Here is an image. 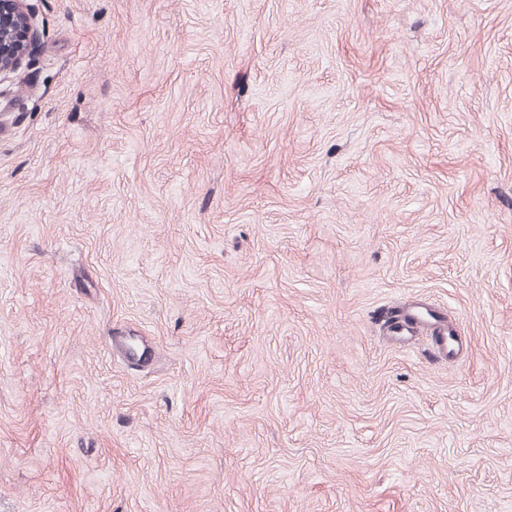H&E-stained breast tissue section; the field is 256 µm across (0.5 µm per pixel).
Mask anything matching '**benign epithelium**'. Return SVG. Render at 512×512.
I'll return each mask as SVG.
<instances>
[{
	"label": "benign epithelium",
	"mask_w": 512,
	"mask_h": 512,
	"mask_svg": "<svg viewBox=\"0 0 512 512\" xmlns=\"http://www.w3.org/2000/svg\"><path fill=\"white\" fill-rule=\"evenodd\" d=\"M37 44L38 28L29 0H0V77L17 71Z\"/></svg>",
	"instance_id": "1"
}]
</instances>
